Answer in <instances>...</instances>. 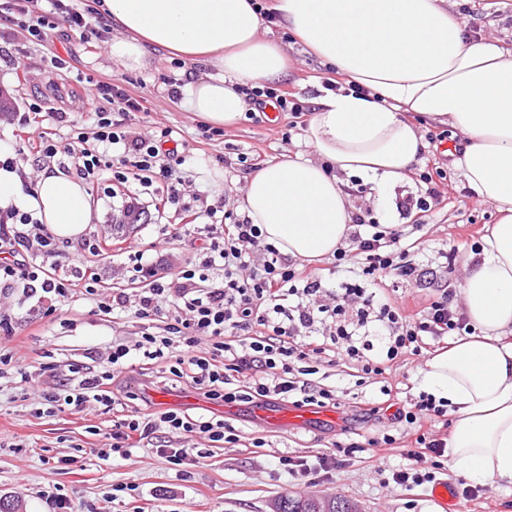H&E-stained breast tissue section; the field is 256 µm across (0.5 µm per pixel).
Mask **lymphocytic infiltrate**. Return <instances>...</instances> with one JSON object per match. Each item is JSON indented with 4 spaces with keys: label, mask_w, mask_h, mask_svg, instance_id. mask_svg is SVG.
Returning <instances> with one entry per match:
<instances>
[{
    "label": "lymphocytic infiltrate",
    "mask_w": 512,
    "mask_h": 512,
    "mask_svg": "<svg viewBox=\"0 0 512 512\" xmlns=\"http://www.w3.org/2000/svg\"><path fill=\"white\" fill-rule=\"evenodd\" d=\"M0 22L25 32L28 42L40 45L59 23L89 33L108 26L93 8L76 9L71 0H0ZM142 96L132 93L125 78L96 82L89 94L88 117L70 119L52 113L33 147L37 160L52 158L63 171H75L85 181H138L141 190L127 194L117 223H138L150 207L142 192L163 181L164 208L191 214L192 224H166L161 234L175 241L195 235L196 253L176 275L153 276L142 288H113L104 294L96 272L83 266L63 267L61 250L42 221L31 213L0 212V242L9 246L0 257V282L21 284L26 298L66 303L78 298L94 303L106 314L130 313L150 322L165 314L164 334L144 332L141 341L112 347L111 367L100 372L79 371L67 382L45 392V401L61 411L84 412L90 403L120 405L136 399L124 390L115 396L106 382L116 380L132 355L163 360L172 376L185 380L208 399L224 403L261 404L292 401L297 407L340 408L336 387L317 382L316 374L330 355L343 356L354 369L357 384L383 375L405 356L426 358L443 349L449 337L471 334L469 320L454 304L457 284L424 268L420 240L373 220L370 211L353 214L349 248L336 252L334 268L350 272L351 281L334 291L321 278L288 260L275 247L262 244L260 230L249 220L225 212L223 200L202 203L200 195H186L192 176L186 156L180 155L170 128L134 135L119 114L144 111ZM68 127L61 136L60 127ZM391 278L412 281L429 294L424 307L408 314L390 293ZM392 423L417 431L416 445L392 474L402 490L435 482L444 467L447 443L421 431L422 423L447 414L445 402L420 394L410 405H397L391 388H383ZM179 435L183 444L162 449V456L180 465L208 458L198 437L210 442L234 443L233 426L214 417L193 418L174 410L142 417L134 413L115 422L112 442L93 449L98 459L128 457L131 434L148 438L156 433ZM383 432L367 443L334 442L315 455H286L279 463L298 481L330 472L342 458L355 457L366 447L394 444Z\"/></svg>",
    "instance_id": "1"
}]
</instances>
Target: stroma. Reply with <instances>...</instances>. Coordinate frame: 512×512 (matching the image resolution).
<instances>
[{
	"label": "stroma",
	"mask_w": 512,
	"mask_h": 512,
	"mask_svg": "<svg viewBox=\"0 0 512 512\" xmlns=\"http://www.w3.org/2000/svg\"><path fill=\"white\" fill-rule=\"evenodd\" d=\"M474 4L478 17L474 37L512 45V0H449L448 8L463 17L466 4ZM266 38L282 44L293 66L280 76L276 88L296 93L306 103L318 94L316 80L336 79L335 71L323 66L302 45L285 35L279 22H263ZM71 62L70 72L59 79L60 91L45 87L38 67L47 52ZM179 61L161 52L152 53L147 70L138 72L141 94L148 111L131 118L133 128L146 131L168 126L181 134L186 155L197 174L196 183L210 195H225L226 207L238 211L245 184L251 176L245 162L266 164L282 156L313 158L303 129L292 130L282 140L268 121L244 119L224 130L214 140L201 136L199 117L184 101L169 99L164 77L183 78ZM122 71L112 63L99 39L84 40L80 32L60 26L48 46H36L6 26H0V91L8 98L36 96L47 107L72 114L81 112L91 84ZM422 135L437 136L447 153V178L440 196L432 204L421 236L425 257L437 261V251L454 243L462 254L451 273L463 281L471 263L473 243L481 241L495 224L493 204L478 196L466 183L455 161L462 141L448 126L418 120ZM180 215L166 211L163 218L149 217L141 224H128L114 231L99 254L64 248L66 264L91 266L105 285H113L118 271L128 265L125 246L137 245L147 265L156 264L166 247L160 234L164 222L180 223ZM0 310L12 318L11 332H0V498L14 502L16 512H54L48 492L66 495L72 512H272L274 500L288 495H340L356 502L361 512H432L430 489L411 492L391 485L390 471L401 462L403 447L409 446L400 425L391 432L397 446L389 450L385 472H378L370 460L357 456L337 468L331 481L298 483L280 469L279 459L291 452L317 453L339 440L341 431L376 436L383 425L377 418L337 419L335 424L307 428L277 427L258 420L250 404H224L211 400L185 384L169 381L166 367L141 358L127 362L121 375L132 391L167 394L164 402L149 400L154 411L178 410L190 416L206 415L224 419L241 432L236 445L213 449L209 458L196 465H174L155 453L157 446L179 447L177 438H132L130 458L106 461L92 456L112 431V411L97 404L73 414L52 409L42 401L43 391L67 378L70 367L94 365L102 369L113 345H133L140 340L143 325L128 314L113 316L99 312L94 304L77 302L50 312L35 300L25 299L21 289L0 290ZM26 367L27 384H20L17 367ZM263 447H253V439Z\"/></svg>",
	"instance_id": "35a3bbf8"
}]
</instances>
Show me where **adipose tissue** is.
<instances>
[{"instance_id":"ef3b65f1","label":"adipose tissue","mask_w":512,"mask_h":512,"mask_svg":"<svg viewBox=\"0 0 512 512\" xmlns=\"http://www.w3.org/2000/svg\"><path fill=\"white\" fill-rule=\"evenodd\" d=\"M102 9L119 31L108 54L125 71H144L152 48L207 66L184 94L189 110L215 126L244 118L243 86L293 65L261 36L254 0H103ZM273 10L347 86L314 101L305 140L315 159L261 167L247 181L242 211L283 255L332 256L351 218L341 175L371 184L384 219L395 218L392 190L425 149L403 113L465 136L457 166L499 219L460 289L475 332L427 361L422 388L448 403L449 468L480 485L512 486V48L467 38L447 0H276ZM21 182L17 169L0 168L1 209L36 212L59 238L88 230L92 204L79 181L47 170L30 195Z\"/></svg>"}]
</instances>
